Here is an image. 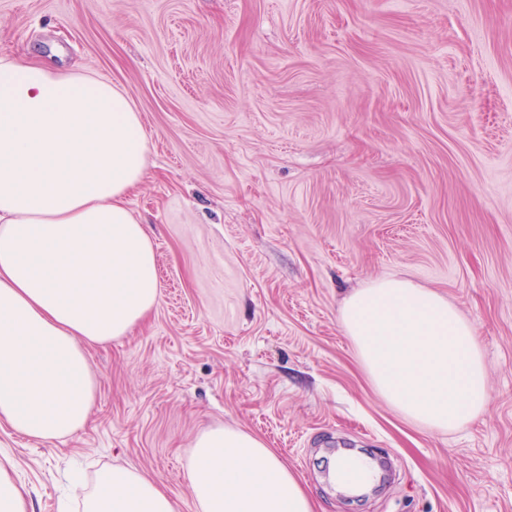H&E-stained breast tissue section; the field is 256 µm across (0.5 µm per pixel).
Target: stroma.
Masks as SVG:
<instances>
[{
  "instance_id": "35a3bbf8",
  "label": "stroma",
  "mask_w": 512,
  "mask_h": 512,
  "mask_svg": "<svg viewBox=\"0 0 512 512\" xmlns=\"http://www.w3.org/2000/svg\"><path fill=\"white\" fill-rule=\"evenodd\" d=\"M1 53L129 91L160 290L87 346L83 428L0 424L34 512H79L69 474L115 465L194 512L211 424L261 438L316 512H512V0H0ZM379 276L473 323L478 420L432 432L377 394L338 308ZM348 447L389 467L360 500L326 473Z\"/></svg>"
}]
</instances>
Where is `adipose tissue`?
Segmentation results:
<instances>
[{
    "label": "adipose tissue",
    "instance_id": "1",
    "mask_svg": "<svg viewBox=\"0 0 512 512\" xmlns=\"http://www.w3.org/2000/svg\"><path fill=\"white\" fill-rule=\"evenodd\" d=\"M147 142L128 91L0 56V424L26 437H69L97 380L86 344L125 336L154 309L150 236L126 197ZM339 322L377 393L436 432L489 405L476 329L437 291L371 279ZM195 512H315L302 478L258 437L211 426L185 465ZM81 512H177L134 467L101 471Z\"/></svg>",
    "mask_w": 512,
    "mask_h": 512
}]
</instances>
